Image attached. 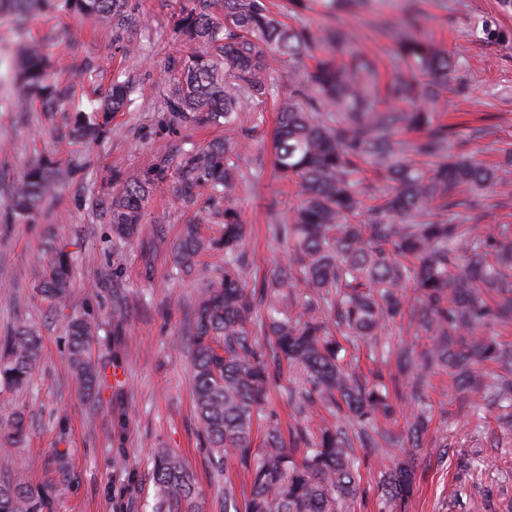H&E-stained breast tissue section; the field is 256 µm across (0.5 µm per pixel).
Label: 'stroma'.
Wrapping results in <instances>:
<instances>
[{
    "label": "stroma",
    "mask_w": 512,
    "mask_h": 512,
    "mask_svg": "<svg viewBox=\"0 0 512 512\" xmlns=\"http://www.w3.org/2000/svg\"><path fill=\"white\" fill-rule=\"evenodd\" d=\"M183 2L128 0L136 21L118 31L59 12L32 16L20 31L9 14H0V65L9 66L19 45L34 39L54 74L73 86L74 102L96 98L117 78L134 85L129 109L116 114L110 133L91 145L61 135L74 102L24 116L0 108V333L16 323L33 326L43 358L29 387L0 389V419L24 412L29 435L7 463L26 472L33 484H53L56 512H152L158 448L174 449L194 474L202 512L224 509V482L211 475L197 438L189 358L179 346L198 281L169 276L170 246L188 219L175 183L168 178L154 184L137 239L113 240L93 205L100 194L116 190L113 171L132 179L181 150L224 135L214 126L162 128L161 79L188 51L177 28ZM278 4L288 20L312 29L347 24L357 48L383 63L395 44L382 23L411 19L415 36L444 43L459 62L448 74L447 90L430 105L454 127L450 150L495 164L502 149H512V6L503 0H369L366 7L336 17L317 6L297 11L292 0ZM489 27L502 31V39H487ZM273 128L269 119L252 132V147L240 159L248 179L234 199L249 228L246 247L254 271L289 258L287 247L267 236V201L280 198L279 216L286 222L299 199L297 187L273 173L268 154ZM41 156L61 164L80 157L91 166L66 183L35 221H7L10 185ZM456 221L486 234L512 224V182L498 186L479 208L457 209ZM55 246L72 256L70 298L63 311L39 293ZM117 291L128 302L118 335L108 323ZM73 312L103 324L90 348L103 384L98 396L83 401L75 394L67 361L66 323ZM428 381L420 403L410 399L408 381L399 380L394 414L379 423L390 441L357 448L360 484L341 512H379L384 473L408 455L416 462V487L405 512H512V431L500 427L498 411L490 407L483 433H474L472 393L456 391L440 367ZM421 407L429 418L421 445L402 448L401 437ZM61 457L67 461L63 471L57 466Z\"/></svg>",
    "instance_id": "obj_1"
}]
</instances>
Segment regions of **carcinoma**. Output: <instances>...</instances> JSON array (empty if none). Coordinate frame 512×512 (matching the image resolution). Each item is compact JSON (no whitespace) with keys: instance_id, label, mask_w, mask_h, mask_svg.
I'll return each mask as SVG.
<instances>
[{"instance_id":"cac0c4a2","label":"carcinoma","mask_w":512,"mask_h":512,"mask_svg":"<svg viewBox=\"0 0 512 512\" xmlns=\"http://www.w3.org/2000/svg\"><path fill=\"white\" fill-rule=\"evenodd\" d=\"M211 0H186L178 29L191 51L169 71L164 121L174 129L222 126L224 138L181 153L96 201L118 240L138 235L143 202L157 181L173 178L180 204L199 209L201 198L221 199L222 229L206 239L196 223L183 226L171 246L170 274L199 276V257L224 251L218 280H202L187 331L193 373L197 436L208 448L215 472L232 449L250 476V494L239 510L233 486L224 483V512H338L360 480L355 441L380 446L377 418L391 413L388 387L349 371L337 337L356 344L414 375L412 394H421L428 370H450L461 391L478 388L505 413L512 427V350L478 330L492 321L512 322V225L483 236L453 224L448 213L473 206L512 167V150L490 167L467 155L448 154V124L421 106L448 85L451 58L429 39L400 28L389 76L381 81L377 62L353 49V33L336 23L312 31L294 26L272 10L270 0H221L224 18L209 11ZM126 0H0L25 27L35 12L55 10L97 23L123 18ZM308 56L314 63L284 92L272 81L276 66ZM134 87L118 80L91 104L73 113L69 137L99 139L115 114L126 111ZM72 95V86L50 77L33 45L22 47L10 80V107L26 112L34 102L51 112ZM273 98L278 122L271 140L279 178L301 195L290 223L281 224L273 200L269 231L288 242L290 259L274 265L247 286L246 225L233 205L247 176L239 165L250 134L244 114ZM89 162L61 169L37 160L16 183L7 201L10 217L30 219L57 196L62 182ZM70 256L55 253L41 292L59 309L68 304ZM305 288L307 292L296 293ZM412 308L409 325L429 336L418 354L388 340L387 326ZM98 330L94 318L68 323L67 354L79 396L96 388L98 372L88 357ZM267 338L259 343L258 336ZM498 364L509 372L491 383L477 365ZM302 376L301 407L343 414L359 425L350 435L343 424L313 436L305 426L283 431L267 415L263 443L253 447V425L268 404L270 386L283 366ZM41 366V339L27 325L0 336V388L22 390ZM428 418L414 414L404 447L415 448ZM27 435L24 413L0 421V454ZM303 450L302 460L296 452ZM154 512H199L196 483L181 458L168 448L153 458ZM414 471L400 463L382 484L383 504H407ZM54 490L34 485L21 470L0 475V512H54Z\"/></svg>"}]
</instances>
